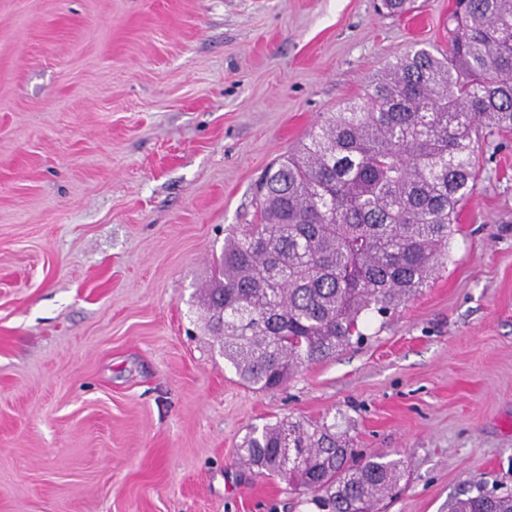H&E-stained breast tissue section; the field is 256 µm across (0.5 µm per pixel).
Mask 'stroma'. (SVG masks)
Listing matches in <instances>:
<instances>
[{"mask_svg": "<svg viewBox=\"0 0 512 512\" xmlns=\"http://www.w3.org/2000/svg\"><path fill=\"white\" fill-rule=\"evenodd\" d=\"M0 0V512H308L237 449L280 419L402 458L384 512L512 491V132L448 264L364 342L244 385L200 296L254 185L455 0Z\"/></svg>", "mask_w": 512, "mask_h": 512, "instance_id": "stroma-1", "label": "stroma"}]
</instances>
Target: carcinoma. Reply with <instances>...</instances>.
<instances>
[{
  "label": "carcinoma",
  "instance_id": "carcinoma-1",
  "mask_svg": "<svg viewBox=\"0 0 512 512\" xmlns=\"http://www.w3.org/2000/svg\"><path fill=\"white\" fill-rule=\"evenodd\" d=\"M450 21L448 54L414 48L329 113L259 180V223L224 239L204 291L207 326L245 385L277 389L447 263L478 177L476 134L512 129V0H457ZM238 455L261 475H288L328 512H378L403 467L352 461L325 420L266 424ZM448 512H512V492L473 484Z\"/></svg>",
  "mask_w": 512,
  "mask_h": 512
}]
</instances>
